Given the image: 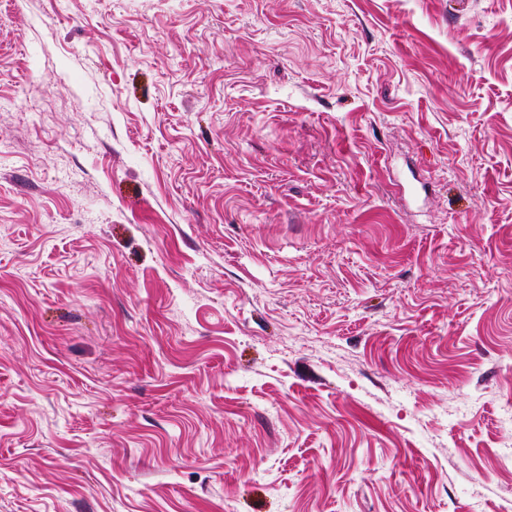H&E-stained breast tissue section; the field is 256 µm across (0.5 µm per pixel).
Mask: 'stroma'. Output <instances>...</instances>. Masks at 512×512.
Returning a JSON list of instances; mask_svg holds the SVG:
<instances>
[{"mask_svg":"<svg viewBox=\"0 0 512 512\" xmlns=\"http://www.w3.org/2000/svg\"><path fill=\"white\" fill-rule=\"evenodd\" d=\"M512 507V0H0V512Z\"/></svg>","mask_w":512,"mask_h":512,"instance_id":"35a3bbf8","label":"stroma"}]
</instances>
